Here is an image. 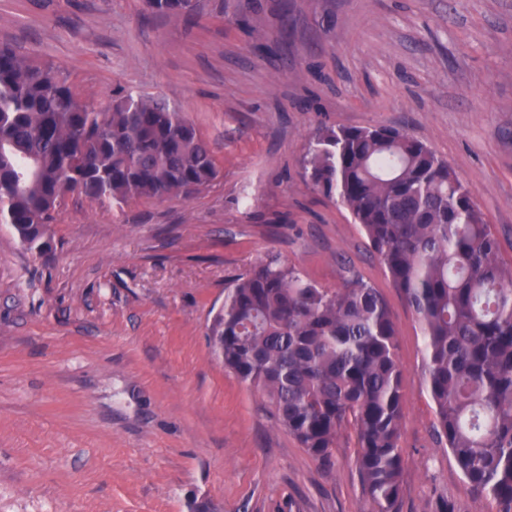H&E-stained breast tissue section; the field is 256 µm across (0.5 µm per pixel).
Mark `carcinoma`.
I'll return each instance as SVG.
<instances>
[{"mask_svg": "<svg viewBox=\"0 0 512 512\" xmlns=\"http://www.w3.org/2000/svg\"><path fill=\"white\" fill-rule=\"evenodd\" d=\"M194 15L197 0H144ZM312 185L363 227L422 334L434 431L470 492L512 512V263L464 183L394 128L317 130ZM218 177L194 123L164 97L80 100L62 70L0 44V224L29 250L49 245L70 195L102 205L189 197ZM211 334L224 368L266 398L275 422L327 461L343 426L372 512H399L405 405L397 332L379 289L334 290L278 257L231 279Z\"/></svg>", "mask_w": 512, "mask_h": 512, "instance_id": "carcinoma-1", "label": "carcinoma"}]
</instances>
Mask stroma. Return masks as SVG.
Instances as JSON below:
<instances>
[{
	"label": "stroma",
	"instance_id": "35a3bbf8",
	"mask_svg": "<svg viewBox=\"0 0 512 512\" xmlns=\"http://www.w3.org/2000/svg\"><path fill=\"white\" fill-rule=\"evenodd\" d=\"M0 42L88 105L177 103L219 176L191 198L67 199L51 248L0 225V512H370L353 429L321 462L225 370L226 282L278 256L388 301L406 407L399 512H496L434 435L421 331L360 225L315 190L316 129L398 127L474 190L512 262V0H0ZM145 7L155 15H195L197 0H144Z\"/></svg>",
	"mask_w": 512,
	"mask_h": 512
}]
</instances>
